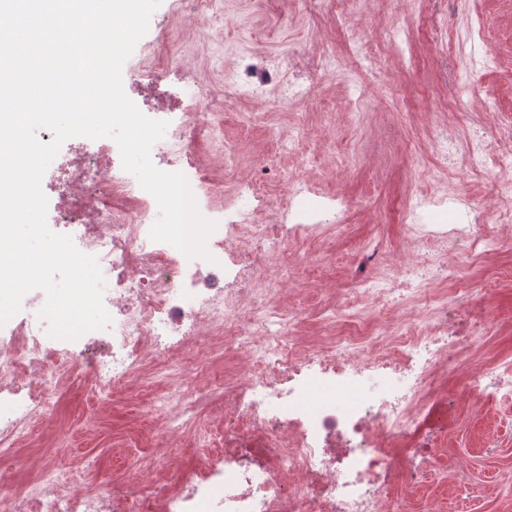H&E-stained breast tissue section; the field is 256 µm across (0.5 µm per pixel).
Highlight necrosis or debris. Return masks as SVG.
<instances>
[{
  "mask_svg": "<svg viewBox=\"0 0 512 512\" xmlns=\"http://www.w3.org/2000/svg\"><path fill=\"white\" fill-rule=\"evenodd\" d=\"M166 44L162 38L145 49L155 69L131 88L168 121L151 157L184 171L195 187L200 214L216 224L210 256L190 258L151 240L156 201L118 163L114 140L99 139L90 150L72 139L49 182L57 199L54 224L96 257L111 322L87 332L81 345L53 338L39 316L45 298L36 293L27 300L29 315L0 332V458L26 475L23 486H0V512H405L395 490L421 481L412 461L429 401L447 381L441 355L449 343L448 310L464 304L460 296L427 297L426 288L453 277L450 250L477 261L493 251L491 227L512 221V196L499 195L494 211L460 191L412 197L405 222L414 260L380 263L357 293L366 312L414 308L415 336L399 341L387 325L367 344L333 340L297 351L296 316L275 304L286 277L276 258L284 225L316 241L325 237L324 209L307 205L305 179L288 170L287 195L271 212L243 204L242 148L225 140L221 116L244 91L276 106L302 107L320 78L342 71L345 62L329 47L308 54L292 45L262 58L248 89L199 75L193 92L175 99L166 90L175 53ZM203 143L218 152L219 173L201 164ZM428 146L445 178L491 169L512 187V125L499 119L494 101L484 104L480 131L450 121L435 126ZM450 208L457 218L442 225L439 216ZM228 260L237 268L229 283ZM242 349L257 368L225 385L224 446L201 458L195 476L178 489L137 472L106 491L68 490L55 472L16 456L34 424L45 420L63 366L85 370L101 395L152 371L164 389L151 415L168 435L203 437L200 405L213 389L209 366L218 352ZM379 371L386 374L384 390L359 393L356 381ZM243 391L253 396L244 409L236 400Z\"/></svg>",
  "mask_w": 512,
  "mask_h": 512,
  "instance_id": "1",
  "label": "necrosis or debris"
}]
</instances>
